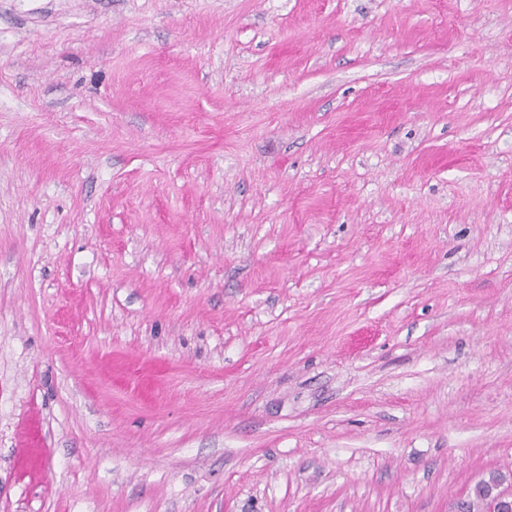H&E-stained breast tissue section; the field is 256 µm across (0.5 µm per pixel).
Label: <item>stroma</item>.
I'll list each match as a JSON object with an SVG mask.
<instances>
[{
	"label": "stroma",
	"mask_w": 512,
	"mask_h": 512,
	"mask_svg": "<svg viewBox=\"0 0 512 512\" xmlns=\"http://www.w3.org/2000/svg\"><path fill=\"white\" fill-rule=\"evenodd\" d=\"M494 473L512 0H0V512Z\"/></svg>",
	"instance_id": "stroma-1"
}]
</instances>
